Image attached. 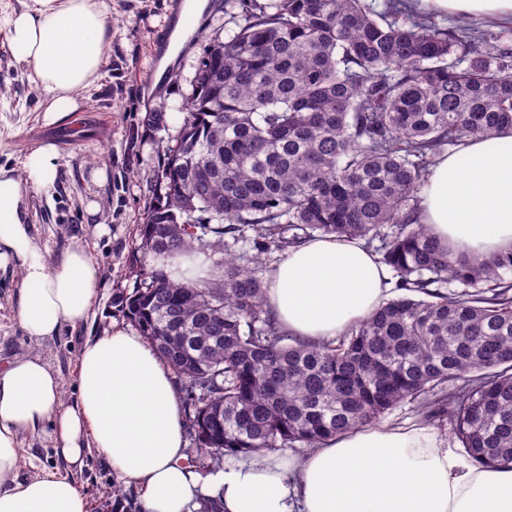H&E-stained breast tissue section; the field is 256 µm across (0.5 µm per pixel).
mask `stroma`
Listing matches in <instances>:
<instances>
[{"label":"stroma","mask_w":512,"mask_h":512,"mask_svg":"<svg viewBox=\"0 0 512 512\" xmlns=\"http://www.w3.org/2000/svg\"><path fill=\"white\" fill-rule=\"evenodd\" d=\"M176 0H105L112 24V44L101 78L87 92L81 111L48 126L38 108L39 92L27 75L9 67L7 30L0 26V166L19 168L22 157L45 144L55 145L60 182L52 195L26 188L28 221L40 246L51 258L80 245L100 272V288L90 318L77 328H63L53 339L34 342L25 336L11 296L18 271H0V357L40 354L63 379L65 401L77 395V358L87 339L126 325L115 298L132 291V261L140 237L138 226L157 198L164 163V142L176 139L183 115L177 105L192 91L196 66L205 48L224 32V11L214 10L199 22L194 40L174 60V78L156 85L147 79L155 64L156 37L165 35ZM164 111V126L147 125L149 115ZM104 181H97V171ZM95 200L100 211L87 220L85 205ZM382 424L428 425L451 436L447 414H427L418 403L404 402L388 411ZM88 501V512H140L139 489L119 483L109 462L90 452L72 475ZM121 496H114L113 487Z\"/></svg>","instance_id":"35a3bbf8"}]
</instances>
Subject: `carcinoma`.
Returning <instances> with one entry per match:
<instances>
[{"instance_id": "cac0c4a2", "label": "carcinoma", "mask_w": 512, "mask_h": 512, "mask_svg": "<svg viewBox=\"0 0 512 512\" xmlns=\"http://www.w3.org/2000/svg\"><path fill=\"white\" fill-rule=\"evenodd\" d=\"M414 2L224 0L119 296L178 379L198 467L314 448L429 395L467 454L512 463V252L453 254L419 220L447 147L512 130V35ZM249 230L253 255L235 249ZM315 233L379 242L401 291L322 344L264 304L262 256Z\"/></svg>"}]
</instances>
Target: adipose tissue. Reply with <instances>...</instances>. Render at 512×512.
Returning a JSON list of instances; mask_svg holds the SVG:
<instances>
[{
	"mask_svg": "<svg viewBox=\"0 0 512 512\" xmlns=\"http://www.w3.org/2000/svg\"><path fill=\"white\" fill-rule=\"evenodd\" d=\"M422 9L512 24V0H419ZM14 64L40 93L45 124L79 111L112 43L103 0H24L4 19ZM24 179L0 166V269L18 268V321L31 339L85 322L100 274L83 247L49 260L24 218V186L48 194L54 145L30 151ZM421 221L452 253L512 250V131L469 139L432 167ZM266 306L281 330L309 341L344 334L378 309L390 273L359 239L316 235L268 267ZM78 397L26 354L0 367V512H87L68 475L18 473L24 434L52 422L68 466L93 448L137 484L142 512H512V464L489 466L433 428L381 426L333 436L291 466L251 457L216 468L185 462L182 401L173 373L139 336L116 327L85 343Z\"/></svg>",
	"mask_w": 512,
	"mask_h": 512,
	"instance_id": "adipose-tissue-1",
	"label": "adipose tissue"
}]
</instances>
